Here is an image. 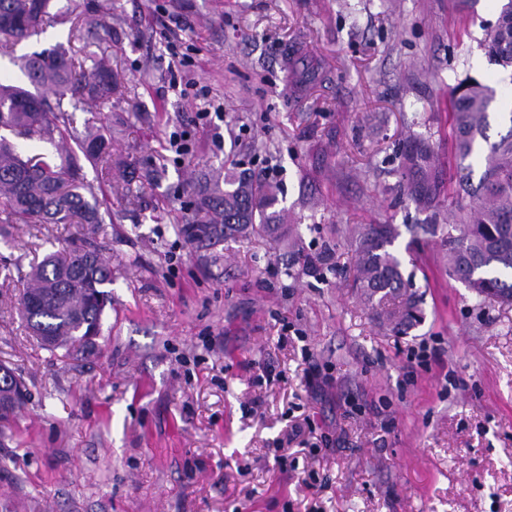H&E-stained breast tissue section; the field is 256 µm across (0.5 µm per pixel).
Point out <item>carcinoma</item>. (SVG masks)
<instances>
[{"label": "carcinoma", "mask_w": 512, "mask_h": 512, "mask_svg": "<svg viewBox=\"0 0 512 512\" xmlns=\"http://www.w3.org/2000/svg\"><path fill=\"white\" fill-rule=\"evenodd\" d=\"M55 0H0V47L19 43L39 32L45 20L65 21L74 12L51 13ZM498 66L512 68V0H504L500 15L483 44ZM90 68L76 66L63 51L23 57L19 67L37 92L0 82V198L5 225L19 220L32 224L85 225L86 237L61 256L47 255L25 275L20 301L21 318L32 335L50 350L65 348L83 354L93 347L86 339L100 334L105 308L112 303V269L95 242L105 218L99 212L94 185L81 177L80 158L90 163L109 154L104 128L85 126L77 136L75 113L85 111L90 99L112 96V69L97 53L88 54ZM496 90L474 80L448 88L451 151L457 161L455 177L427 139L407 146L400 156L399 190L415 205L430 212V222L415 233L440 238L448 257V277L459 280L482 303L512 305V130L499 141L488 142L489 109ZM50 144L76 143L78 151L59 158L47 154L23 155L13 139ZM475 158L481 164L478 184L471 183ZM226 189L204 196L194 205L193 240L231 237L249 226L267 223L263 206L276 187L268 186L256 200L246 183L224 181ZM454 207V222L440 223L442 205ZM400 237L396 224H369L354 240L356 281L364 299L385 315L390 331L402 334L419 321L414 294L402 278L401 261L390 251ZM25 404L22 385L0 390V421L7 422Z\"/></svg>", "instance_id": "obj_1"}]
</instances>
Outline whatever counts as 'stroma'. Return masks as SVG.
Wrapping results in <instances>:
<instances>
[{
  "mask_svg": "<svg viewBox=\"0 0 512 512\" xmlns=\"http://www.w3.org/2000/svg\"><path fill=\"white\" fill-rule=\"evenodd\" d=\"M500 5L114 0L80 39L53 20L14 46L104 50L118 88L76 123L111 129L126 190L100 198L112 306L93 355L41 347L17 315L24 281L0 280V363L28 391L0 426V512H512V306L479 304L439 239L405 233L394 251L423 319L393 334L345 232L425 221L395 188L397 150L426 137L447 156L448 86L512 89L482 48ZM296 60L330 81L301 93ZM271 166L272 224L189 240L214 173L257 184ZM77 230L16 225L0 258L29 270ZM329 245L322 277L304 259ZM423 346L434 359H414Z\"/></svg>",
  "mask_w": 512,
  "mask_h": 512,
  "instance_id": "35a3bbf8",
  "label": "stroma"
}]
</instances>
